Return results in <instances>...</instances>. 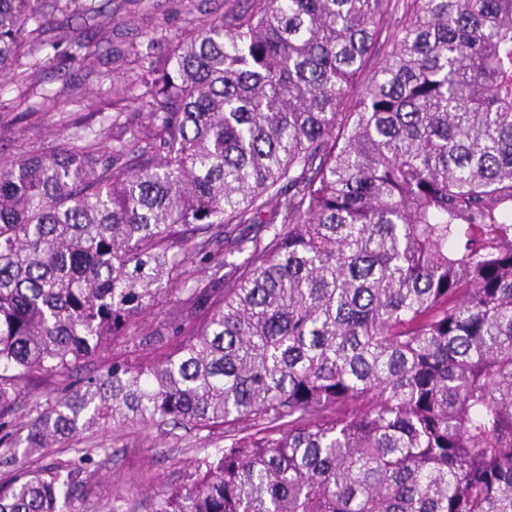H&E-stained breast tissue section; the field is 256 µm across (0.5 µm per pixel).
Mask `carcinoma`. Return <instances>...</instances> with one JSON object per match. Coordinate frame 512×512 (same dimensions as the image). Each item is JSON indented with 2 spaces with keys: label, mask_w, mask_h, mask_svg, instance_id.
Wrapping results in <instances>:
<instances>
[{
  "label": "carcinoma",
  "mask_w": 512,
  "mask_h": 512,
  "mask_svg": "<svg viewBox=\"0 0 512 512\" xmlns=\"http://www.w3.org/2000/svg\"><path fill=\"white\" fill-rule=\"evenodd\" d=\"M61 2L0 0L1 79L62 43L91 66ZM243 2L128 43L133 144L117 112L0 157V428L40 381L26 456L223 429L153 512H512V0ZM178 278L169 352L73 378ZM89 460L15 472L0 512H75Z\"/></svg>",
  "instance_id": "cac0c4a2"
}]
</instances>
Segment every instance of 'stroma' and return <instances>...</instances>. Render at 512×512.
I'll use <instances>...</instances> for the list:
<instances>
[{"instance_id":"stroma-1","label":"stroma","mask_w":512,"mask_h":512,"mask_svg":"<svg viewBox=\"0 0 512 512\" xmlns=\"http://www.w3.org/2000/svg\"><path fill=\"white\" fill-rule=\"evenodd\" d=\"M90 0H74L69 13L55 17L56 24L77 25L84 42L95 46L98 58L95 73L74 64L68 45H61L45 65L41 83L25 90L10 80L0 79V155L18 158L34 151H47L74 131L75 124L98 127L111 120V88L114 83L128 88L123 110L136 116L142 109L138 80L141 64L124 67L113 64V54L126 49L129 41L145 40L153 30L163 31L166 46L188 38L194 24L226 13L236 6V0H112L114 29L111 38H103L94 20L87 17ZM139 17L136 29L123 23L127 14ZM181 295L172 289L151 314L140 319L128 336L111 343L107 353L84 364L79 376H94L104 371L113 356L140 360L164 351L168 331L159 325L165 310ZM151 337H144V330ZM52 396L49 387L34 386L30 395L22 397L13 417L10 448L0 447V457L12 451L15 463L0 461V482L8 480L14 467L38 469L58 462L73 460L91 452L92 483L80 495L78 512H103L116 505L120 512H152L155 500L172 487L185 482L191 464L213 448L223 445L221 430L188 431L181 427H134L122 431L104 429L87 431L64 442L43 449L41 455H23L26 432L23 423L29 415L44 411Z\"/></svg>"}]
</instances>
